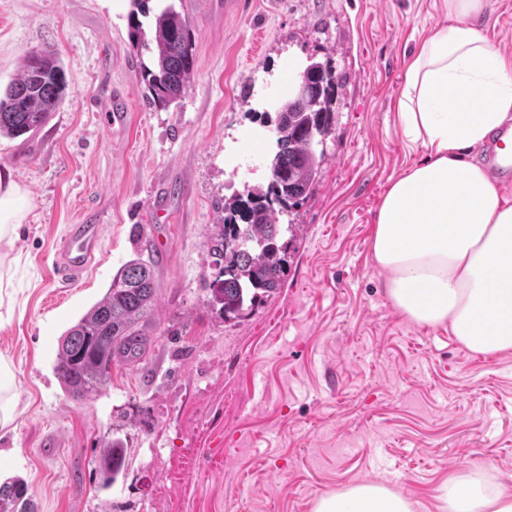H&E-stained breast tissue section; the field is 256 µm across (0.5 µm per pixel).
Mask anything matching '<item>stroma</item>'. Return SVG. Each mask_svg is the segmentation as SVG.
<instances>
[{
    "mask_svg": "<svg viewBox=\"0 0 512 512\" xmlns=\"http://www.w3.org/2000/svg\"><path fill=\"white\" fill-rule=\"evenodd\" d=\"M196 67L179 105L148 108L129 45L130 0H0V85L55 52L67 94L47 123L0 137V173L27 193L14 315L0 357L17 406L0 479L37 512H313L358 482L435 512L437 486L473 466L512 493V353L483 357L390 303L371 253L381 201L422 150L394 131L407 51L444 21L440 0H175ZM348 84L314 192L297 208L284 286L241 322L205 304L217 209L266 182L261 114L310 59ZM124 112L122 124L105 114ZM103 227L99 263L62 282L71 225ZM156 262L140 358L71 398L53 373L61 336L135 253ZM123 475L100 482L103 444ZM125 459L126 448L120 440L113 439L104 444L98 460V471L107 485L115 483L122 474Z\"/></svg>",
    "mask_w": 512,
    "mask_h": 512,
    "instance_id": "obj_1",
    "label": "stroma"
}]
</instances>
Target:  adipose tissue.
Listing matches in <instances>:
<instances>
[{
    "label": "adipose tissue",
    "mask_w": 512,
    "mask_h": 512,
    "mask_svg": "<svg viewBox=\"0 0 512 512\" xmlns=\"http://www.w3.org/2000/svg\"><path fill=\"white\" fill-rule=\"evenodd\" d=\"M447 21L409 63L396 127L424 157L392 181L371 250L392 305L411 321L447 326L468 351H512V197L476 161L475 149L512 125V56L482 31L487 0H444ZM30 208L0 175V321L11 317L17 230ZM438 512H512V495L475 466L437 489ZM314 512H413L373 483L321 496Z\"/></svg>",
    "instance_id": "obj_1"
}]
</instances>
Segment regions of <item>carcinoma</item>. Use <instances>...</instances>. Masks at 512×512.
Wrapping results in <instances>:
<instances>
[{"label":"carcinoma","mask_w":512,"mask_h":512,"mask_svg":"<svg viewBox=\"0 0 512 512\" xmlns=\"http://www.w3.org/2000/svg\"><path fill=\"white\" fill-rule=\"evenodd\" d=\"M132 49L150 53L140 63L139 80L150 106L166 109L179 103L194 72L196 56L188 17L170 3L160 10L152 0H130ZM150 20L145 33L144 20ZM308 98H290L274 107L275 153L267 182L250 187L246 198L224 201V215L212 225L207 247L218 269L207 281L206 306L224 321L239 322L255 304L283 286L287 244L280 242V216L289 214L314 189L324 152L317 147L336 130V96L346 84L331 58L313 61L296 73ZM68 88L60 59L51 51L27 57L21 74L0 91V136L17 138L43 127ZM155 264L141 254L112 278L96 302L61 337L53 371L66 393L76 400L103 390L112 362L140 354L146 341L139 322L154 308ZM126 448L118 439L104 444L98 471L106 484L117 481L125 466ZM0 512H34L28 483L20 477L0 482Z\"/></svg>","instance_id":"cac0c4a2"}]
</instances>
